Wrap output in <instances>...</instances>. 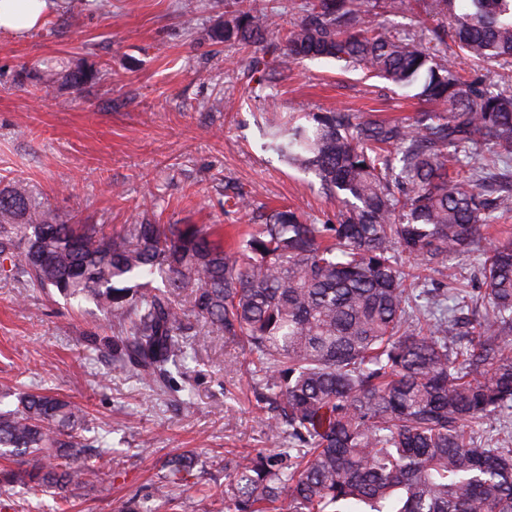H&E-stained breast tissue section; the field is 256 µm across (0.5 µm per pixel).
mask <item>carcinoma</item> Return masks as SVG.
<instances>
[{
    "label": "carcinoma",
    "instance_id": "obj_1",
    "mask_svg": "<svg viewBox=\"0 0 512 512\" xmlns=\"http://www.w3.org/2000/svg\"><path fill=\"white\" fill-rule=\"evenodd\" d=\"M256 0H237L224 40L262 39ZM421 0H309L299 23L253 55L250 81L305 59L360 67L441 108L409 121L377 112H305L268 127V148L311 173L340 209L316 224L273 210L230 245L196 224L56 221L28 185L0 188V260L30 288L94 302L112 323V361L169 386L190 320L238 340L263 373L256 401L271 437L225 474L230 512H512V237L480 253L483 288L461 274L512 193V91L460 73L441 54L512 66V0H430L447 24L418 39L379 19ZM159 278L147 288L143 277ZM437 287H428V284ZM87 411L26 391L0 409V449L22 457L0 487H92ZM168 461L171 482L193 470Z\"/></svg>",
    "mask_w": 512,
    "mask_h": 512
}]
</instances>
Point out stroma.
Masks as SVG:
<instances>
[{
    "mask_svg": "<svg viewBox=\"0 0 512 512\" xmlns=\"http://www.w3.org/2000/svg\"><path fill=\"white\" fill-rule=\"evenodd\" d=\"M235 0H65L16 37L0 31V181L48 198L57 219L119 229L160 204L164 224H216L226 242L253 216L287 205L335 222V200L313 175L266 150L263 113L367 111L393 118L429 110L411 91L334 60H306L248 89L247 55L216 38ZM100 79L75 89L78 68ZM244 195L250 206L228 208ZM194 349L170 388L118 369L95 337L110 335L90 301L25 287L0 263V405L43 389L86 406L93 434L117 457L94 459L101 478L67 500L0 491V512H225L223 500L174 488L154 497L165 462L195 454L192 482L220 484L239 453L278 450L261 382L237 343L193 324Z\"/></svg>",
    "mask_w": 512,
    "mask_h": 512,
    "instance_id": "1",
    "label": "stroma"
}]
</instances>
